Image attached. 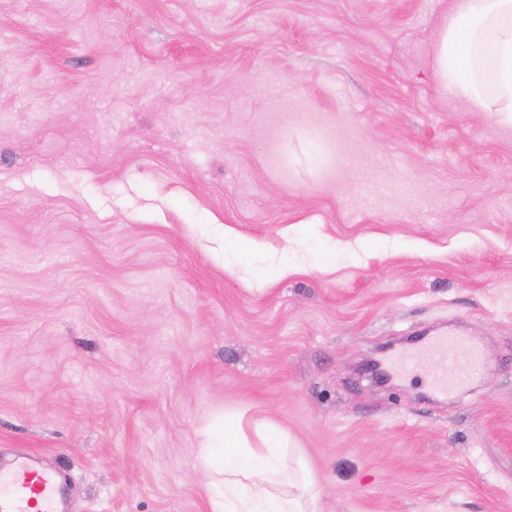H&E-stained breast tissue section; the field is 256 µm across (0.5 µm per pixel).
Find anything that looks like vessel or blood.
Listing matches in <instances>:
<instances>
[{"label":"vessel or blood","mask_w":512,"mask_h":512,"mask_svg":"<svg viewBox=\"0 0 512 512\" xmlns=\"http://www.w3.org/2000/svg\"><path fill=\"white\" fill-rule=\"evenodd\" d=\"M467 350L464 362H456L457 350ZM417 363L433 362L430 383L439 392L467 385L482 368L480 349L469 343L467 337L438 334L424 341L411 356ZM11 498L16 512H62L60 492L54 474L44 472L20 462L6 471H0V496Z\"/></svg>","instance_id":"vessel-or-blood-1"}]
</instances>
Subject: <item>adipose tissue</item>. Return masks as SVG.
<instances>
[{
  "instance_id": "adipose-tissue-1",
  "label": "adipose tissue",
  "mask_w": 512,
  "mask_h": 512,
  "mask_svg": "<svg viewBox=\"0 0 512 512\" xmlns=\"http://www.w3.org/2000/svg\"><path fill=\"white\" fill-rule=\"evenodd\" d=\"M435 59L444 93L512 124V0H456ZM195 467L209 512H323L315 481L293 465L289 441L267 419L225 412L222 432L199 449Z\"/></svg>"
}]
</instances>
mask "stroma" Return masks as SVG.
<instances>
[{"label":"stroma","mask_w":512,"mask_h":512,"mask_svg":"<svg viewBox=\"0 0 512 512\" xmlns=\"http://www.w3.org/2000/svg\"><path fill=\"white\" fill-rule=\"evenodd\" d=\"M453 6L0 0L1 461L209 512L239 409L325 512H512V125L440 88ZM438 328L468 386L360 374Z\"/></svg>","instance_id":"stroma-1"}]
</instances>
